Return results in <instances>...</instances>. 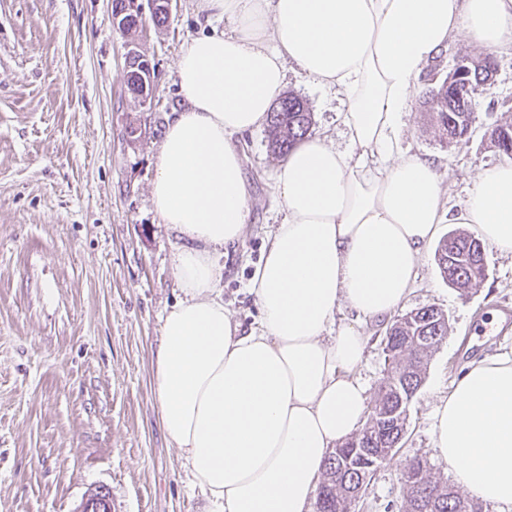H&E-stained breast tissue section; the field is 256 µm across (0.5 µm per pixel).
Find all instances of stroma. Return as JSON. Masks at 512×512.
<instances>
[{"label":"stroma","instance_id":"obj_1","mask_svg":"<svg viewBox=\"0 0 512 512\" xmlns=\"http://www.w3.org/2000/svg\"><path fill=\"white\" fill-rule=\"evenodd\" d=\"M110 0H0V512H77L94 487L109 489L112 512H210L162 429L153 393L162 319L181 297L172 273L174 233L151 203L158 145L181 107L175 66L208 26L196 0H175L166 26L133 34L113 26ZM137 43L155 67L150 109L126 88L124 54ZM477 97L468 147H448L427 122L431 87L420 79L401 131L403 147L436 160L445 201L464 211L480 166L500 157L485 137L512 121V49ZM288 91L308 103L311 135L345 149L343 96L289 70ZM142 135L130 140L129 125ZM251 193L243 240L223 259L224 306L244 328L259 312L248 284L283 214L273 196L280 163L264 129L237 137ZM488 277L462 296L433 256L419 266L403 311L444 310L452 331L432 354L408 412L402 445L374 473L351 512H403L407 462L452 475L433 447V412L466 366L512 349V330L472 341L498 305L512 306V256L486 247ZM337 324L368 338L360 370L376 397L388 367L391 316L349 309Z\"/></svg>","mask_w":512,"mask_h":512}]
</instances>
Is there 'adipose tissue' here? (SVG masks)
<instances>
[{"label":"adipose tissue","instance_id":"adipose-tissue-1","mask_svg":"<svg viewBox=\"0 0 512 512\" xmlns=\"http://www.w3.org/2000/svg\"><path fill=\"white\" fill-rule=\"evenodd\" d=\"M206 22L182 50L185 100L166 123L151 197L179 241L182 298L167 311L154 369L161 425L216 512H310L324 463L368 412L357 378L366 338L337 325L410 295L439 224H473L512 255V163L481 167L466 205H444L433 162L399 132L426 67L460 36L512 44V0H198ZM345 96L349 147L304 140L280 163L285 213L255 269V327L217 288L249 194L236 135L259 129L287 63ZM433 448L456 485L512 512V351L466 367L433 415Z\"/></svg>","mask_w":512,"mask_h":512}]
</instances>
